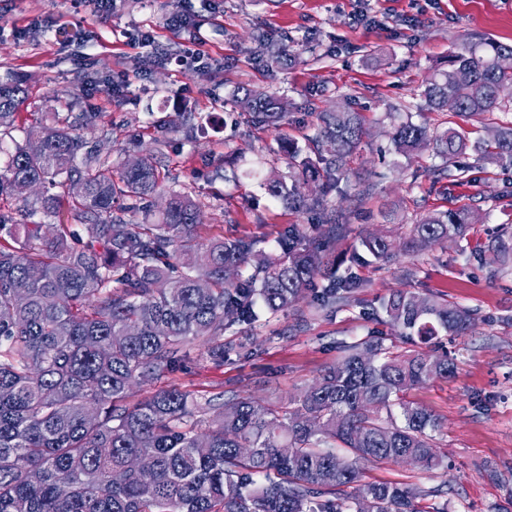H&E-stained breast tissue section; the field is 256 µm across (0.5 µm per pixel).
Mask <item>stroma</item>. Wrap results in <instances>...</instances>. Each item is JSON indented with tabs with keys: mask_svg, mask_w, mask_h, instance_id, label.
<instances>
[{
	"mask_svg": "<svg viewBox=\"0 0 512 512\" xmlns=\"http://www.w3.org/2000/svg\"><path fill=\"white\" fill-rule=\"evenodd\" d=\"M259 30L288 46L290 62L270 66L258 57L252 37ZM146 32L155 37L149 47L136 41ZM197 35L204 39L197 66L178 68L182 44ZM481 38L512 46V0H116L105 19L92 0H0V77L21 74L28 88L18 125L35 112L94 113L84 137L115 163L153 155L165 176L155 207L171 189L192 195L205 242L250 236L273 251L288 225L308 216L268 195L257 173L288 175L281 145L309 155L319 112L348 106L364 116L366 135L327 197L346 216L329 270L361 283L348 303L321 310L308 297L254 328H226L225 340L251 342L246 359L214 362L193 341L184 368L134 386L131 400L162 385L201 403L220 393L287 403L339 358L338 343L374 333L409 349L382 317L381 302L395 289L433 295L478 317L471 333L434 346L453 358L454 377L407 394L438 418L435 438L448 466L364 462L362 478L426 491L447 485L436 503L448 512H512V166L469 151L458 159L467 169L462 180L440 177L430 150L394 154L387 116L394 106L434 129L464 127L474 139L512 122V107L465 121L429 110L420 95L423 78L449 52ZM120 71L128 86L113 98L104 85ZM244 87L286 102L278 128L249 123L236 102ZM390 204L399 213L392 224L381 216ZM451 206L479 216L463 239L387 265L350 266L366 234L397 239L416 219ZM495 241L507 253L488 251Z\"/></svg>",
	"mask_w": 512,
	"mask_h": 512,
	"instance_id": "stroma-1",
	"label": "stroma"
}]
</instances>
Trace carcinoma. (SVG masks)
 Masks as SVG:
<instances>
[{"label": "carcinoma", "mask_w": 512, "mask_h": 512, "mask_svg": "<svg viewBox=\"0 0 512 512\" xmlns=\"http://www.w3.org/2000/svg\"><path fill=\"white\" fill-rule=\"evenodd\" d=\"M503 55L512 46L465 44L424 78L421 94L435 110L456 99L465 118L505 110L498 89L512 85V71L497 67ZM241 93L252 125L275 128L286 118L281 99ZM26 98L23 78H0V201L23 203L0 206V512H445L418 488L361 481L356 462L443 465L437 418L405 394L451 376L446 354L403 351L373 336L345 343L288 405L230 394L212 405L204 431L205 408L188 391L162 387L129 400L133 385L176 369L195 339L206 340L215 362L249 356L244 343L224 341V329L251 327L261 311L285 312L305 297L336 239L326 196L365 135L361 113H320L310 139L316 160L299 161L289 182L265 179L272 197L324 226L313 236L291 224L267 253L251 237L201 243L200 207L183 192H170L152 218L162 182L156 162L112 168L80 133L87 120L31 124L23 142L3 150ZM388 117L395 154L430 147L454 181L465 169L452 159L469 148L512 164V123L470 144L454 129L431 133L399 112ZM310 181L322 193L309 202L300 184ZM33 184L54 192L32 199ZM64 203L81 233L55 223ZM132 209L142 222L126 218ZM476 221L465 208L432 213L399 242L363 237L351 259L389 262L460 239ZM356 287L353 276L330 279L314 301L331 308ZM382 307L400 337L423 345L477 326L470 310L410 290L390 293Z\"/></svg>", "instance_id": "cac0c4a2"}]
</instances>
